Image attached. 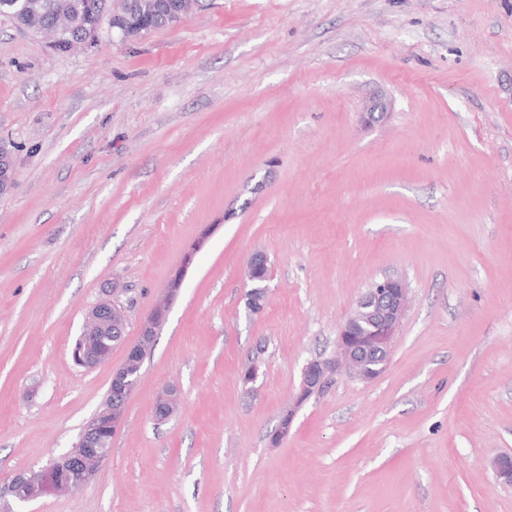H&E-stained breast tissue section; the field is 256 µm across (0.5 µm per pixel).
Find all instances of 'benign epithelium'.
Here are the masks:
<instances>
[{"label":"benign epithelium","instance_id":"1","mask_svg":"<svg viewBox=\"0 0 512 512\" xmlns=\"http://www.w3.org/2000/svg\"><path fill=\"white\" fill-rule=\"evenodd\" d=\"M101 28L94 23L77 40L72 50L92 47L99 42ZM15 173L10 153L0 151V193L13 189ZM266 258L252 255L245 264V276L250 289L245 306L252 314L265 308L269 292V276ZM183 275L172 276L158 296L151 313L142 322L139 336L134 342L124 344L123 362L112 370L111 386L118 399H107L85 423L73 448L52 459L39 470L21 472L14 476L10 492L22 503H32L48 496L75 491L86 485L100 463L112 448V437L124 423L127 397L139 382L140 373L134 370L133 359L154 342L164 324L168 311L177 297ZM410 302V289L401 278L384 277L371 282L357 299L350 314L340 327L334 354L327 358H315L302 369L300 394L294 409L288 411V422H293L296 412L305 400L321 391L335 376L346 373L362 381L378 378L387 368L390 349L397 329ZM120 315L118 303L112 298L99 300L87 313L84 325L72 348L75 365L94 369L112 360V350L101 352L98 329L105 317ZM497 477L506 484L512 483V457L502 455L493 462Z\"/></svg>","mask_w":512,"mask_h":512}]
</instances>
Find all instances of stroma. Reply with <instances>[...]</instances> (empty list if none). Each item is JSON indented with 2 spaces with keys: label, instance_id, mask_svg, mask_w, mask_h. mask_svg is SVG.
Segmentation results:
<instances>
[{
  "label": "stroma",
  "instance_id": "1",
  "mask_svg": "<svg viewBox=\"0 0 512 512\" xmlns=\"http://www.w3.org/2000/svg\"><path fill=\"white\" fill-rule=\"evenodd\" d=\"M0 140V502L124 359L72 363L89 308L116 291L135 340L181 268L109 458L24 512H512V0H199L70 55L0 17ZM385 276L411 293L385 372L296 405ZM266 258L261 254L252 255L245 264V276L249 282L250 289L246 294L245 306L251 314H259L265 308L269 292L268 272ZM259 274L261 277L258 278Z\"/></svg>",
  "mask_w": 512,
  "mask_h": 512
}]
</instances>
